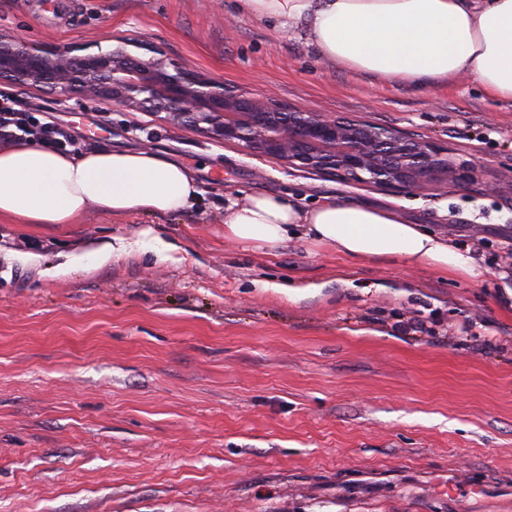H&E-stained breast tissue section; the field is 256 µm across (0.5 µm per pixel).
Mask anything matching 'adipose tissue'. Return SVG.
<instances>
[{"label": "adipose tissue", "mask_w": 512, "mask_h": 512, "mask_svg": "<svg viewBox=\"0 0 512 512\" xmlns=\"http://www.w3.org/2000/svg\"><path fill=\"white\" fill-rule=\"evenodd\" d=\"M260 18L302 25L319 58L334 66L418 87L472 78L512 101V0H240ZM202 191L181 162L148 150L61 154L33 144L0 145V221L73 224L91 206L114 215L144 208L189 211ZM224 234L274 249L305 237L358 258L481 275L475 252L369 203L331 196L304 209L275 193L229 200Z\"/></svg>", "instance_id": "1"}]
</instances>
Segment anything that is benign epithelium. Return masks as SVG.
Instances as JSON below:
<instances>
[{"label": "benign epithelium", "instance_id": "1", "mask_svg": "<svg viewBox=\"0 0 512 512\" xmlns=\"http://www.w3.org/2000/svg\"><path fill=\"white\" fill-rule=\"evenodd\" d=\"M121 39L61 47L0 35V82L40 87L66 101L108 99L139 112L165 114L168 123L199 128L233 141L249 155L325 173L346 183L415 189L424 183L467 182L470 172L448 151L364 120L285 108L235 93L224 81L143 59Z\"/></svg>", "mask_w": 512, "mask_h": 512}]
</instances>
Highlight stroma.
<instances>
[{
    "mask_svg": "<svg viewBox=\"0 0 512 512\" xmlns=\"http://www.w3.org/2000/svg\"><path fill=\"white\" fill-rule=\"evenodd\" d=\"M1 33L130 38L250 98L432 141L479 175L348 184L16 87L80 149L176 158L203 194L184 214L0 223V512H512L511 102L467 76L423 89L328 65L300 25L238 0H0ZM262 190L393 208L483 273L225 238L226 199Z\"/></svg>",
    "mask_w": 512,
    "mask_h": 512,
    "instance_id": "obj_1",
    "label": "stroma"
}]
</instances>
